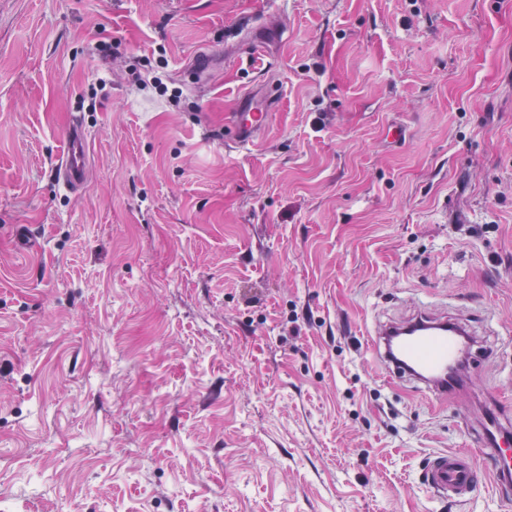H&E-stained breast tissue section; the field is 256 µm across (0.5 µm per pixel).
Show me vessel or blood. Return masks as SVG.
<instances>
[{
    "label": "vessel or blood",
    "mask_w": 512,
    "mask_h": 512,
    "mask_svg": "<svg viewBox=\"0 0 512 512\" xmlns=\"http://www.w3.org/2000/svg\"><path fill=\"white\" fill-rule=\"evenodd\" d=\"M270 112L266 103L249 100L233 112L225 136L236 145L254 144L264 132ZM67 146L55 172L59 182L72 190L83 188L88 167V133L73 123L66 134ZM466 330L458 322L420 313L410 323H390L380 330L381 354L393 374L411 377L447 394L448 365L460 352L459 336ZM512 465V438L505 429L491 424L475 436L474 448L435 453L422 472L428 489L443 499L466 500L483 484L488 473H500Z\"/></svg>",
    "instance_id": "b4317fda"
}]
</instances>
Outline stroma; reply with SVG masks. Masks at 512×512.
Listing matches in <instances>:
<instances>
[{"label": "stroma", "instance_id": "35a3bbf8", "mask_svg": "<svg viewBox=\"0 0 512 512\" xmlns=\"http://www.w3.org/2000/svg\"><path fill=\"white\" fill-rule=\"evenodd\" d=\"M423 310L472 333L463 396L380 358ZM482 394L512 403V0H0V512H501L420 480ZM248 104L231 114L225 125V138L238 146H249L264 132L270 112L266 103L249 98ZM67 146L56 166L59 182L65 187L78 191L83 188L88 167V132L78 122H74L66 134Z\"/></svg>", "mask_w": 512, "mask_h": 512}]
</instances>
